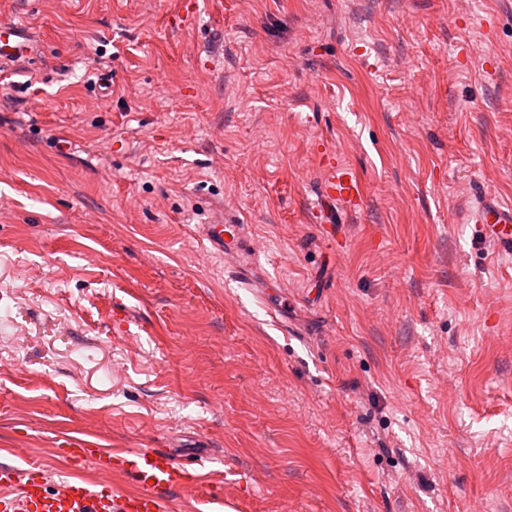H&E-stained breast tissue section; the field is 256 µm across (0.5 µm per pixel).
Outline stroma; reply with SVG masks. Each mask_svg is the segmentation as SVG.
<instances>
[{
    "instance_id": "35a3bbf8",
    "label": "stroma",
    "mask_w": 512,
    "mask_h": 512,
    "mask_svg": "<svg viewBox=\"0 0 512 512\" xmlns=\"http://www.w3.org/2000/svg\"><path fill=\"white\" fill-rule=\"evenodd\" d=\"M187 1L0 0L37 46L0 70V448L56 482L64 433L204 441L234 512H512V253L471 218L512 205V0ZM325 175L312 202L313 209L328 214L331 204L341 203L351 211L360 209L363 190L356 174L347 166L328 163ZM248 225L237 224L224 217V210L217 214L212 224H203L202 240L224 255V265L233 270L232 274L241 286L247 288L251 281V271L260 265L262 251L248 244ZM248 250L250 261L242 264L239 255Z\"/></svg>"
}]
</instances>
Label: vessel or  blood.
I'll use <instances>...</instances> for the list:
<instances>
[{
  "mask_svg": "<svg viewBox=\"0 0 512 512\" xmlns=\"http://www.w3.org/2000/svg\"><path fill=\"white\" fill-rule=\"evenodd\" d=\"M32 54L27 30L19 24L1 22L0 65L29 61ZM362 202L363 190L356 174L347 166L332 164L325 170L312 206L325 212L330 205L340 203L355 211ZM473 221L500 249L512 250L511 206L480 197ZM201 238L223 255L237 282L248 286L262 253L250 249L247 225L220 214L203 225ZM55 447L71 464L68 478L56 486L51 485L41 465L21 469L0 463V512H166L170 495L177 491L187 493L198 504L224 501L213 483L200 478L193 464L180 461L168 448H101L71 435L58 437ZM87 461L94 462L103 481L93 484L84 477L81 465ZM115 472L125 475L134 484V491L112 487L107 477Z\"/></svg>",
  "mask_w": 512,
  "mask_h": 512,
  "instance_id": "1",
  "label": "vessel or blood"
}]
</instances>
